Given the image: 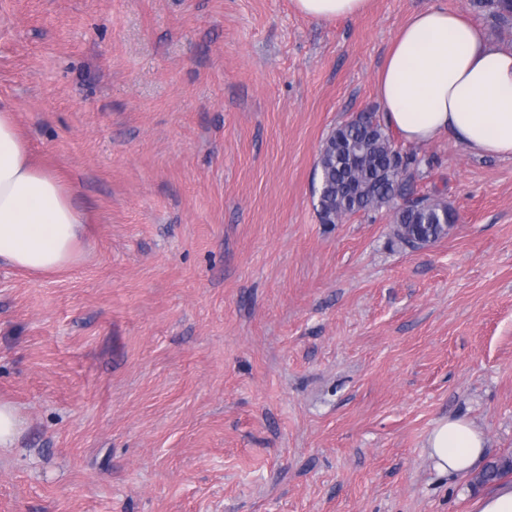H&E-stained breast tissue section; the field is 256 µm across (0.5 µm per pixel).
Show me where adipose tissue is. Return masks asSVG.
<instances>
[{"label": "adipose tissue", "instance_id": "ef3b65f1", "mask_svg": "<svg viewBox=\"0 0 512 512\" xmlns=\"http://www.w3.org/2000/svg\"><path fill=\"white\" fill-rule=\"evenodd\" d=\"M371 0H294L303 15L331 21L364 13ZM385 119L407 142L457 137L483 156L512 158V45L447 6L414 13L401 27L377 76ZM85 214L59 173L42 166L13 113L0 109V264L32 274L75 265ZM428 448L441 472L468 475L485 440L466 420L447 419Z\"/></svg>", "mask_w": 512, "mask_h": 512}]
</instances>
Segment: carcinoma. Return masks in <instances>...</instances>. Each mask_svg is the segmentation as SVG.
Here are the masks:
<instances>
[{
    "instance_id": "cac0c4a2",
    "label": "carcinoma",
    "mask_w": 512,
    "mask_h": 512,
    "mask_svg": "<svg viewBox=\"0 0 512 512\" xmlns=\"http://www.w3.org/2000/svg\"><path fill=\"white\" fill-rule=\"evenodd\" d=\"M470 6L502 27L512 28V0H469ZM412 155L401 154L391 144L381 122L360 119L338 125L321 152L317 212L325 224H337L359 212L394 205L396 237L409 248L434 242L446 234L445 226L457 221L448 204L429 195L407 199ZM404 200L401 205L397 199ZM512 473V456L488 463L476 477L483 486Z\"/></svg>"
}]
</instances>
